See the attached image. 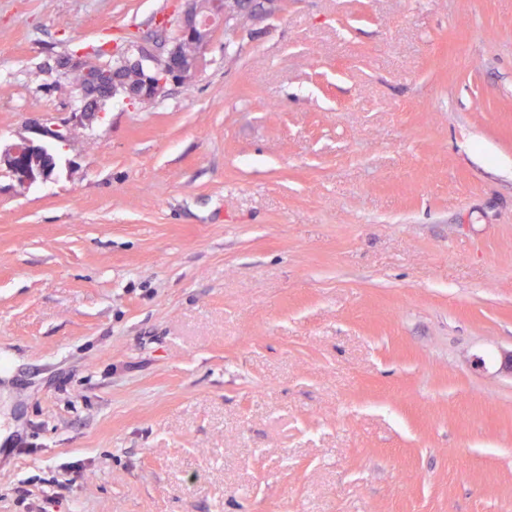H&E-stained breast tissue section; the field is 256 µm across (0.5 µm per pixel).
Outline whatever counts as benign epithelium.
<instances>
[{
    "label": "benign epithelium",
    "instance_id": "7a95c632",
    "mask_svg": "<svg viewBox=\"0 0 512 512\" xmlns=\"http://www.w3.org/2000/svg\"><path fill=\"white\" fill-rule=\"evenodd\" d=\"M277 3L278 0H237L229 6L224 0H185V8L176 18L157 19V28L163 32L172 25L176 27L173 37L164 40L156 50L139 48V59L134 62L123 56L119 58L121 66L143 70L136 84L126 83L118 68L107 73L92 72L85 68L81 57L65 58L57 67L75 72L78 95L63 122L39 125L42 137L66 142L69 127L93 122L98 101L119 91L125 94L126 103H140L156 98L169 84L192 82L207 68L210 48L218 32L270 13ZM186 45L196 48L194 57L184 56ZM43 147L44 143L36 144L25 138L8 146L0 152V175L12 178L21 187L48 181L57 168L58 158L45 154Z\"/></svg>",
    "mask_w": 512,
    "mask_h": 512
}]
</instances>
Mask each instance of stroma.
<instances>
[{
	"label": "stroma",
	"instance_id": "stroma-1",
	"mask_svg": "<svg viewBox=\"0 0 512 512\" xmlns=\"http://www.w3.org/2000/svg\"><path fill=\"white\" fill-rule=\"evenodd\" d=\"M181 8L0 0V149ZM209 56L0 177V512L71 462L57 512H512V0H279ZM44 141L35 144L22 138L0 152V175L11 177L20 187L51 179L58 165L55 155H46Z\"/></svg>",
	"mask_w": 512,
	"mask_h": 512
}]
</instances>
